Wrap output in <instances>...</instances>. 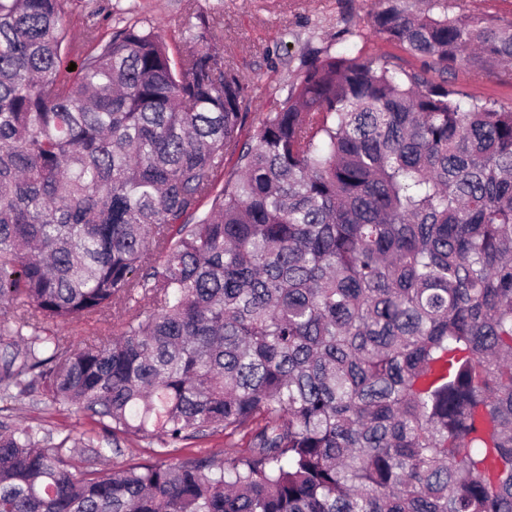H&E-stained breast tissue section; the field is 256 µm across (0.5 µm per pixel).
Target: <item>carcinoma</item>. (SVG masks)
I'll use <instances>...</instances> for the list:
<instances>
[{"label":"carcinoma","mask_w":512,"mask_h":512,"mask_svg":"<svg viewBox=\"0 0 512 512\" xmlns=\"http://www.w3.org/2000/svg\"><path fill=\"white\" fill-rule=\"evenodd\" d=\"M387 2L373 31L442 73L512 64L465 0ZM67 14L0 0V409L41 386L114 442L225 450L107 473L6 426L0 512H512V110L315 56L245 136L209 20L176 55ZM121 327V319L115 316H90L51 328L59 336H67L74 345H83L90 339L117 333ZM175 449V450H174ZM171 450L164 457L170 462H176L186 456H224V435L210 434L205 437L187 440L179 448Z\"/></svg>","instance_id":"cac0c4a2"}]
</instances>
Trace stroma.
Returning <instances> with one entry per match:
<instances>
[{"label": "stroma", "instance_id": "stroma-1", "mask_svg": "<svg viewBox=\"0 0 512 512\" xmlns=\"http://www.w3.org/2000/svg\"><path fill=\"white\" fill-rule=\"evenodd\" d=\"M69 25L79 33L88 13H96L103 32L131 22L154 27L172 49L193 50L192 36L200 19L216 21L211 45L223 51L237 69L248 99L247 127H254L273 111L298 79L303 59L314 55L387 54L404 68H422L423 63L399 46L373 33L370 11L379 0H70ZM448 84L461 93L494 100L512 107V84L504 82L500 67L472 77L467 69L449 76ZM116 316H90L58 325V335L75 345L118 332ZM9 422L32 424L49 431L54 440L66 436L91 437L107 448L100 463L103 471L149 458L159 443L141 438L113 446L96 418L78 410H56L44 395L32 393L10 413Z\"/></svg>", "mask_w": 512, "mask_h": 512}]
</instances>
